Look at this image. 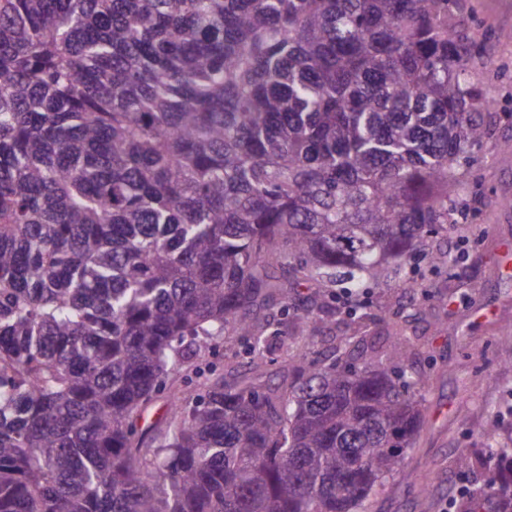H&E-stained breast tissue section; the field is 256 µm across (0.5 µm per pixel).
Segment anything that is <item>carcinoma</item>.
I'll return each mask as SVG.
<instances>
[{
  "mask_svg": "<svg viewBox=\"0 0 512 512\" xmlns=\"http://www.w3.org/2000/svg\"><path fill=\"white\" fill-rule=\"evenodd\" d=\"M462 0H0V512H360L415 382L305 356L171 391L285 287L359 297L457 223L487 133ZM410 356L406 339L387 349ZM170 392L165 426L143 412ZM468 512H512V454Z\"/></svg>",
  "mask_w": 512,
  "mask_h": 512,
  "instance_id": "carcinoma-1",
  "label": "carcinoma"
}]
</instances>
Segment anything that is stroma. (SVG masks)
I'll return each instance as SVG.
<instances>
[{"label":"stroma","instance_id":"35a3bbf8","mask_svg":"<svg viewBox=\"0 0 512 512\" xmlns=\"http://www.w3.org/2000/svg\"><path fill=\"white\" fill-rule=\"evenodd\" d=\"M465 25L484 63L471 79L493 101L490 131L476 164L457 168L449 193L467 183L469 213L449 232L431 237L448 262L406 259L414 286L390 280L372 287L355 315L330 299L331 322L297 332L293 316L278 318L282 338L263 358L248 355L242 337L228 336L218 355L195 357L216 363L225 381L250 377L257 386L281 383L287 365L303 354L328 363L352 360L371 348L405 337L422 399V426L405 452L403 474L388 477L383 491L362 512H464L497 465L488 445L512 449V278L502 276L498 249L512 243V0H467ZM496 424L495 440L485 430ZM481 457L474 473L458 470L460 452ZM427 493L409 492L408 481Z\"/></svg>","mask_w":512,"mask_h":512}]
</instances>
